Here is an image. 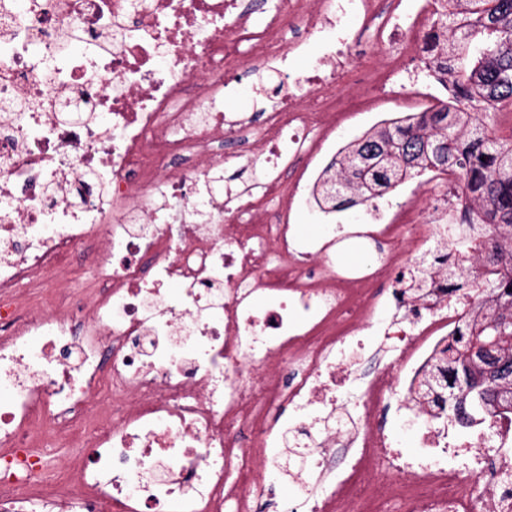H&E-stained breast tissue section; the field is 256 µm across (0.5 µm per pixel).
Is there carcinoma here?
I'll return each instance as SVG.
<instances>
[{"label": "carcinoma", "mask_w": 512, "mask_h": 512, "mask_svg": "<svg viewBox=\"0 0 512 512\" xmlns=\"http://www.w3.org/2000/svg\"><path fill=\"white\" fill-rule=\"evenodd\" d=\"M425 43L431 70L451 84L454 104L440 101L351 143L324 169L316 201L342 211L425 172L455 177L449 195L463 202L453 220L458 233L445 229L437 243L451 248L443 273L448 294L465 275L471 302L459 337L425 372L420 397H432L448 422L462 428L507 425L512 399H496L490 387L495 363L512 367V138L497 136L490 120L512 110V0H444ZM432 267L425 257L412 261L398 280L402 293L423 296ZM496 322L505 325V338L484 359L480 352Z\"/></svg>", "instance_id": "carcinoma-1"}]
</instances>
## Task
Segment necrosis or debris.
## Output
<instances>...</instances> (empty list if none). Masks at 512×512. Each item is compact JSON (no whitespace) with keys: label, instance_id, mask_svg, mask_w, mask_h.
<instances>
[{"label":"necrosis or debris","instance_id":"obj_1","mask_svg":"<svg viewBox=\"0 0 512 512\" xmlns=\"http://www.w3.org/2000/svg\"><path fill=\"white\" fill-rule=\"evenodd\" d=\"M436 7L403 5L395 54L352 68L341 21L383 0H0V512H254L286 481L302 488L288 512H512V457L491 453L512 430L456 463L414 397L455 307L373 289L407 256L440 258L447 193L425 223L372 225L387 253L340 269L280 191L355 107L342 84L417 81ZM291 29L324 44L318 64L263 124L225 113L228 65L287 62ZM228 141L261 182L216 189ZM75 267L94 279L70 287ZM368 328L380 364L362 376ZM60 443L74 453L47 469Z\"/></svg>","mask_w":512,"mask_h":512}]
</instances>
